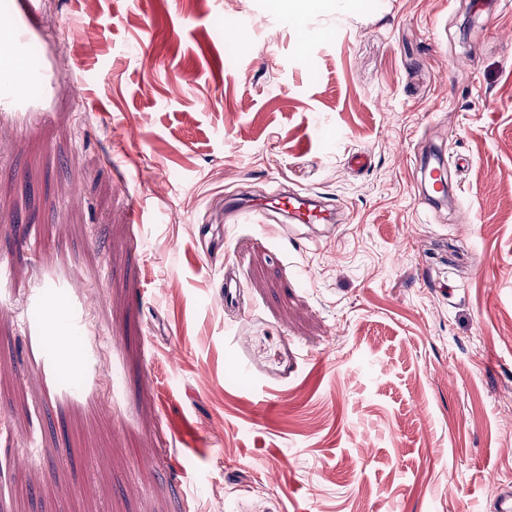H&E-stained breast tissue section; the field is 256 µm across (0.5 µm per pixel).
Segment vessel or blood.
Returning <instances> with one entry per match:
<instances>
[{"label":"vessel or blood","instance_id":"vessel-or-blood-1","mask_svg":"<svg viewBox=\"0 0 512 512\" xmlns=\"http://www.w3.org/2000/svg\"><path fill=\"white\" fill-rule=\"evenodd\" d=\"M29 102L13 90L9 74L0 75V107L4 109H23ZM421 180L430 198H438L448 191V179L444 173L433 172L430 164L420 166ZM226 212L234 223L268 224L277 216L287 215L288 221L279 225L278 230L284 238L304 239L311 243H320V235L315 234V226L333 223L335 212L329 204L315 201L298 194H273L260 201L231 200ZM245 294L242 282L232 273L225 272L224 285L219 299L225 310L239 307Z\"/></svg>","mask_w":512,"mask_h":512}]
</instances>
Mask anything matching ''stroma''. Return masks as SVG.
<instances>
[{
	"label": "stroma",
	"mask_w": 512,
	"mask_h": 512,
	"mask_svg": "<svg viewBox=\"0 0 512 512\" xmlns=\"http://www.w3.org/2000/svg\"><path fill=\"white\" fill-rule=\"evenodd\" d=\"M497 2L0 0L32 31L14 71L49 72L43 108L0 111V512H490L512 483ZM429 147L452 209L419 189ZM287 191L334 205L325 243L226 223L225 198ZM221 288L219 299L224 303V311L239 308L245 290L242 282L231 272L229 264L224 267V286Z\"/></svg>",
	"instance_id": "obj_1"
}]
</instances>
